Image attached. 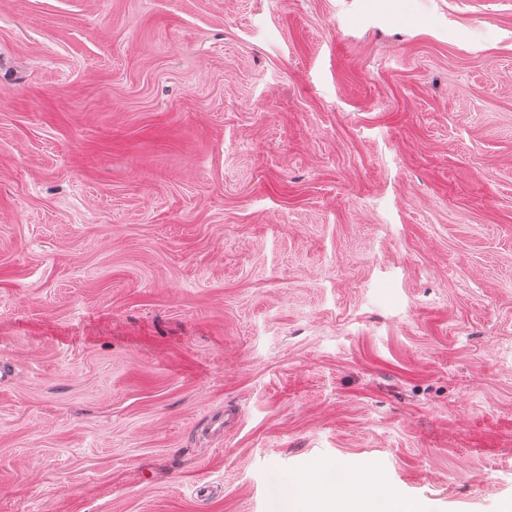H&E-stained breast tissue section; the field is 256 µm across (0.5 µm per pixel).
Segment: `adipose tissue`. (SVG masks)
Returning <instances> with one entry per match:
<instances>
[{
	"instance_id": "1",
	"label": "adipose tissue",
	"mask_w": 512,
	"mask_h": 512,
	"mask_svg": "<svg viewBox=\"0 0 512 512\" xmlns=\"http://www.w3.org/2000/svg\"><path fill=\"white\" fill-rule=\"evenodd\" d=\"M359 485L357 473L329 468L311 482L298 483L287 498H273L271 512H417L394 493L376 501L363 499L357 492Z\"/></svg>"
}]
</instances>
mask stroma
Instances as JSON below:
<instances>
[{
	"label": "stroma",
	"mask_w": 512,
	"mask_h": 512,
	"mask_svg": "<svg viewBox=\"0 0 512 512\" xmlns=\"http://www.w3.org/2000/svg\"><path fill=\"white\" fill-rule=\"evenodd\" d=\"M1 361L0 512H501L512 0H0ZM359 475L338 466L321 471L310 483L299 482L284 500L272 498L271 512H417L416 507L392 493L381 500H364ZM381 509V510H369Z\"/></svg>",
	"instance_id": "stroma-1"
}]
</instances>
